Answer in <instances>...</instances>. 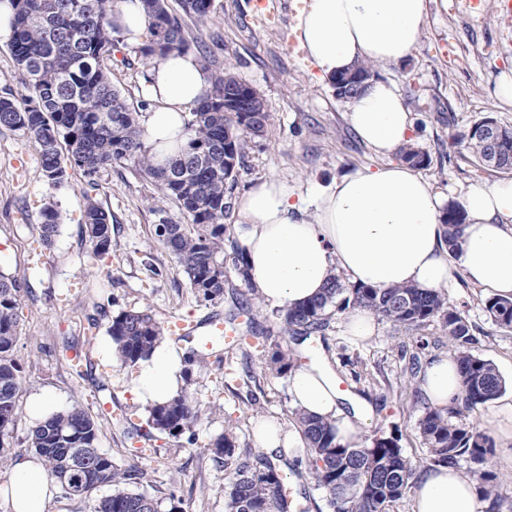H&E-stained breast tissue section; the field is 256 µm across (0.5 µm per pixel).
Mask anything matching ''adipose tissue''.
Here are the masks:
<instances>
[{"instance_id":"adipose-tissue-1","label":"adipose tissue","mask_w":512,"mask_h":512,"mask_svg":"<svg viewBox=\"0 0 512 512\" xmlns=\"http://www.w3.org/2000/svg\"><path fill=\"white\" fill-rule=\"evenodd\" d=\"M429 0H309L298 17V39L321 77L362 62L397 64L416 49ZM210 76L193 52L158 59L145 87L153 103L142 120L143 143L156 164L185 151L189 114L206 96ZM348 118L360 140L388 155L410 144L412 118L389 83L372 80L349 100ZM462 206L467 220L448 246L443 199L405 164L360 167L302 195L285 179L259 182L235 205L238 242L250 284L273 307L292 306L322 293L335 273L374 288L450 287L455 274L489 295L512 298V180L471 186ZM185 354L159 343L139 362L134 393L146 406L177 396ZM425 403L447 408L462 397L455 356L430 357L418 376ZM293 405L332 424L338 443L361 447L372 423L369 407L353 403L327 367L311 364L289 377ZM12 512H48L54 486L36 458L18 460L0 486ZM475 482L449 467L413 480L412 512H480Z\"/></svg>"}]
</instances>
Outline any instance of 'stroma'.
I'll return each instance as SVG.
<instances>
[{
  "label": "stroma",
  "mask_w": 512,
  "mask_h": 512,
  "mask_svg": "<svg viewBox=\"0 0 512 512\" xmlns=\"http://www.w3.org/2000/svg\"><path fill=\"white\" fill-rule=\"evenodd\" d=\"M167 7L182 17L189 33L200 35L217 67L261 93L273 116L267 135L249 142L227 202L262 179L285 178L304 193L358 167L384 164V157L355 134L346 100L320 78L306 51L289 48L288 37L297 25L290 8L267 17L256 14L255 0H214L211 18L200 28L184 16L180 0H167ZM136 55V48L118 44L112 68L114 84L134 108L147 100V71L135 64ZM126 58L131 66H123ZM505 72L512 74V10L505 9L503 0H478L474 8L469 0H430L413 55L396 65L373 67L375 78L393 82L404 99L413 119L414 145L430 158L418 173L445 202L461 203L468 186L506 177L475 162L467 148L471 126L483 118L512 126V105L493 95ZM83 184L81 171L73 169L67 182L49 185L31 140L22 131L0 129V272L17 278L22 295L16 355L24 386L11 428V457L30 455L32 402L49 392L62 407L77 403L98 416L100 452L121 466L147 471L146 480L130 484V491L163 501L177 496L184 512H227L224 485L231 469L214 461L207 447L230 423L240 446L252 449L257 417L293 424L287 378L264 374L260 355L246 359L233 343L217 345L194 370L190 391L202 410L190 442L147 427L146 410L132 393L138 370L116 366L106 329L119 311L147 307L160 321L181 318L204 333L213 317L225 316L255 293L231 270L223 297L208 302L194 297L182 268L156 237L157 225L184 224L188 218L175 203L160 201L157 185L128 165L113 166L98 178L95 198L112 218V248L103 259H92L81 226ZM48 201L58 204L60 233L43 248L42 262L34 269L30 252L39 240V212ZM447 296L472 325L476 354L495 364L511 391L512 330L495 323L485 308V290L464 278H457ZM92 317L100 330L89 342L85 334ZM345 317V311L333 309L323 334L305 341L285 333L274 307L263 306L254 321L272 340L297 351L302 362L325 356L341 389L373 407L375 422L367 437L378 432L394 436L407 456L425 458L428 451L417 429L425 405L410 366L412 356L424 360L447 351L440 322L424 329L428 344L422 349L414 335L382 319L372 340L353 341ZM76 355L87 374L75 373ZM245 360L259 374V383L240 373ZM255 398L263 408L258 416L252 412ZM212 401L219 403V411L209 409ZM493 444L486 467L498 480L487 512H512V441L497 436ZM133 448L139 456H130Z\"/></svg>",
  "instance_id": "1"
}]
</instances>
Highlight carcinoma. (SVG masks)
<instances>
[{"label": "carcinoma", "instance_id": "1", "mask_svg": "<svg viewBox=\"0 0 512 512\" xmlns=\"http://www.w3.org/2000/svg\"><path fill=\"white\" fill-rule=\"evenodd\" d=\"M9 47L18 66L19 96H0V128L20 130L34 143L42 175L48 184L66 180L67 168L82 170L85 208L83 232L97 258L112 246V223L108 213L92 196L100 172L114 165H130L156 183L162 198L177 204L190 219L156 232L159 242L183 268L195 298L213 301L224 295L227 266L244 274V254L239 247L224 251V217L227 185L234 182L247 140L262 138L272 123L262 95L248 89L259 111L242 112L224 105V90H241L246 83L228 70L212 73L207 97L190 112L186 151L163 167L154 165L142 142L143 130L126 98L112 82V56L117 49L113 23L115 0H14ZM149 40L139 50L145 67L157 56L185 52L189 33L182 20L168 11L165 0H143ZM184 13L198 23L206 22L213 0H181ZM372 77V66L360 64L350 73L332 78L336 96L347 99L359 89H344L340 82L360 76ZM494 125L504 136L507 151L500 154L497 169L512 171V127L484 118L470 128L469 148L481 165L490 145L481 129ZM400 159L414 167L428 165L427 153L406 146ZM465 212L456 203L446 207L442 224L446 242L453 246L465 223ZM60 228L55 202L40 210L41 241L51 242ZM339 277L330 279L324 292L306 302L279 311V319L293 336H315L327 324L328 311L341 305L368 310L405 330L417 331L434 318L442 321L450 351L463 377L460 402L446 409L425 408L419 431L428 456L414 461L396 439L374 436L360 448L335 442L332 425L313 418H298L306 448L304 457L290 460L285 454L271 460L237 443L235 427L209 448L213 459L234 465L224 485L228 512H304L290 497L280 465L302 467L317 489L324 493L329 512H389L411 484L416 471L431 466H457L468 459L471 476L481 497L491 495L497 476L484 468L493 453L490 436L474 427L452 423L462 411H474L505 391V381L496 366L472 351L474 336L466 318L448 302L443 292L415 287L374 288L359 286L345 298ZM21 305L17 279L0 273V465L8 460L7 438L19 412L22 385L20 364L15 358L18 342V311ZM485 308L504 329H512V300L489 298ZM107 333L116 345L120 366L134 367L147 357L164 337L163 326L149 309L122 310L110 320ZM247 333L262 348L264 372L284 377L296 365L293 352L247 325ZM199 402L187 391L151 407L147 425L177 436L192 431L198 419ZM100 425L79 405L54 413L36 424L28 445L44 461L48 477L71 496L89 497L100 488L111 494L95 501L93 512H162L161 502L125 490L132 479L146 473L131 466L123 469L97 448Z\"/></svg>", "mask_w": 512, "mask_h": 512}]
</instances>
